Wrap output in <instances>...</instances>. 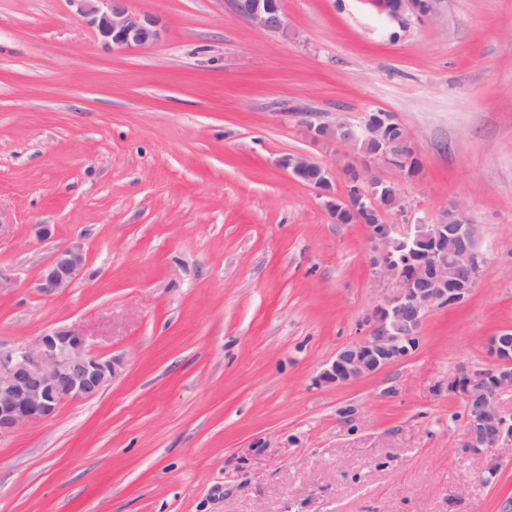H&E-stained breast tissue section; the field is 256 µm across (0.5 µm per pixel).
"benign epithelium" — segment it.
Segmentation results:
<instances>
[{"instance_id": "benign-epithelium-1", "label": "benign epithelium", "mask_w": 512, "mask_h": 512, "mask_svg": "<svg viewBox=\"0 0 512 512\" xmlns=\"http://www.w3.org/2000/svg\"><path fill=\"white\" fill-rule=\"evenodd\" d=\"M71 2L103 44L114 50H140L162 37L160 19L134 11L132 0ZM373 2L398 21L420 10V0ZM230 8L259 29L288 30L282 0H230ZM292 111L303 117L314 142L334 144L353 155L356 163L347 168L346 177L359 192L355 196L331 192L335 172L311 156L288 155L281 165L292 178L314 188L326 208L345 207L373 218L365 228L376 248L374 273L396 288L367 316V335L338 349L324 364L318 381L342 387L406 358L418 342L429 309L463 303L483 277L485 261L477 250L476 225L461 201L450 202L434 224H409L406 231L399 232L397 225L388 221L398 202V189L376 174L380 165L390 163L383 119L366 112L357 123L343 118L324 122L305 108L294 107ZM361 143L372 144L375 151L359 152ZM86 266L80 244L60 245L41 268V288L48 294H60L80 279ZM489 352L495 361L493 367L462 362L448 384V389L467 403L465 448L474 455L486 454L512 439V418L499 404L501 392L512 389V332L491 337ZM123 370L122 358L94 353L86 336L70 327L49 329L30 344L0 345V439L50 419L64 402L97 398Z\"/></svg>"}]
</instances>
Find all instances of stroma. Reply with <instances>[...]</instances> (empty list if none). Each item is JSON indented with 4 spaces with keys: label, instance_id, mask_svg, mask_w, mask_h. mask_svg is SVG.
<instances>
[{
    "label": "stroma",
    "instance_id": "obj_1",
    "mask_svg": "<svg viewBox=\"0 0 512 512\" xmlns=\"http://www.w3.org/2000/svg\"><path fill=\"white\" fill-rule=\"evenodd\" d=\"M427 3L398 23L371 0H282L283 35L226 0H135L164 31L127 52L72 0H0V343L68 326L125 362L98 398L0 439V512H512V440L465 454L448 389L512 330V0ZM296 105L394 113L422 170L380 167L405 206L391 223L464 201L487 261L407 358L340 388L324 364L393 285L363 225L281 167L348 161ZM71 242L83 276L44 293ZM86 266V254L80 244L60 245L41 268V288L48 294H60L80 279Z\"/></svg>",
    "mask_w": 512,
    "mask_h": 512
}]
</instances>
